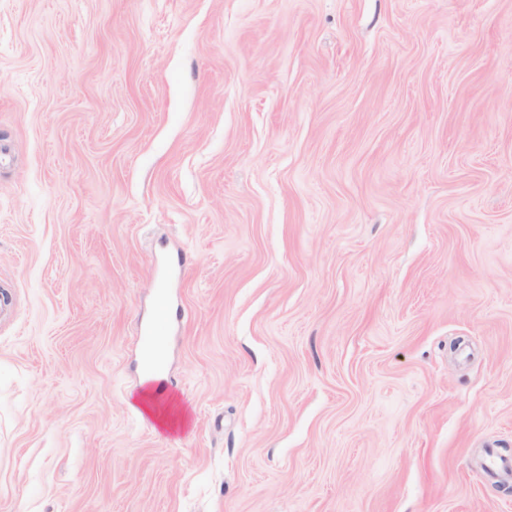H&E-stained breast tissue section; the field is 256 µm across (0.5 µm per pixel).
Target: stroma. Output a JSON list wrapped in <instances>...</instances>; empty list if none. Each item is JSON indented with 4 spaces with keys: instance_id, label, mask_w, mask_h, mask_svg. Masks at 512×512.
Masks as SVG:
<instances>
[{
    "instance_id": "35a3bbf8",
    "label": "stroma",
    "mask_w": 512,
    "mask_h": 512,
    "mask_svg": "<svg viewBox=\"0 0 512 512\" xmlns=\"http://www.w3.org/2000/svg\"><path fill=\"white\" fill-rule=\"evenodd\" d=\"M2 292L0 512H512V0H0ZM159 302L162 309L160 318L148 326L141 336L145 365L152 371H160L163 368L168 339L166 329L168 313L164 294H161ZM142 411L158 425L167 429H176L186 423L184 410L157 384L156 378L146 375L142 389L135 399Z\"/></svg>"
}]
</instances>
